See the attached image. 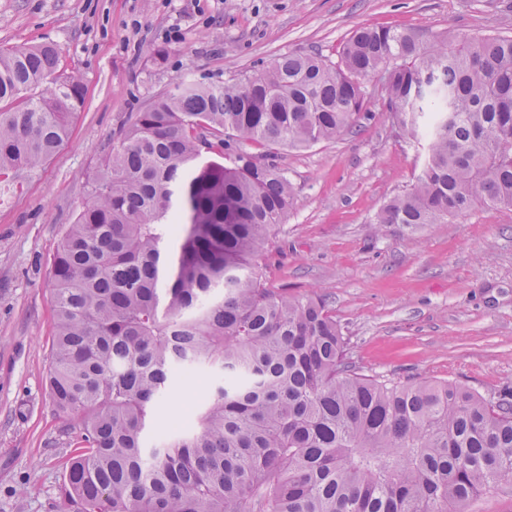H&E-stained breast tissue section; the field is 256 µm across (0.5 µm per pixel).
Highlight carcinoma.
Segmentation results:
<instances>
[{"instance_id": "carcinoma-1", "label": "carcinoma", "mask_w": 512, "mask_h": 512, "mask_svg": "<svg viewBox=\"0 0 512 512\" xmlns=\"http://www.w3.org/2000/svg\"><path fill=\"white\" fill-rule=\"evenodd\" d=\"M340 60L290 53L224 85L183 82L138 113L52 260L53 403L82 428L67 512H467L512 476V390L360 372L326 302L276 293L257 259L295 202L236 136L309 147L352 131L360 79L428 152L376 223L512 210V35L360 27ZM58 50L0 52V180L68 139L83 85ZM214 137L209 141L205 134ZM209 387L188 430L156 411L174 381Z\"/></svg>"}]
</instances>
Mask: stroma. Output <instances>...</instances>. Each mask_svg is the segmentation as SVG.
<instances>
[{"mask_svg": "<svg viewBox=\"0 0 512 512\" xmlns=\"http://www.w3.org/2000/svg\"><path fill=\"white\" fill-rule=\"evenodd\" d=\"M360 26L426 35H512V0H0V50L49 44L84 103L42 166L0 183V512H60L64 461L80 441L47 390L51 263L121 133L182 80L218 85L295 53L337 61ZM352 132L266 155L295 204L259 263L267 288L321 295L360 370L401 383L454 381L485 397L512 386V211L476 205L445 224L377 225L422 169L383 80L362 81Z\"/></svg>", "mask_w": 512, "mask_h": 512, "instance_id": "1", "label": "stroma"}]
</instances>
